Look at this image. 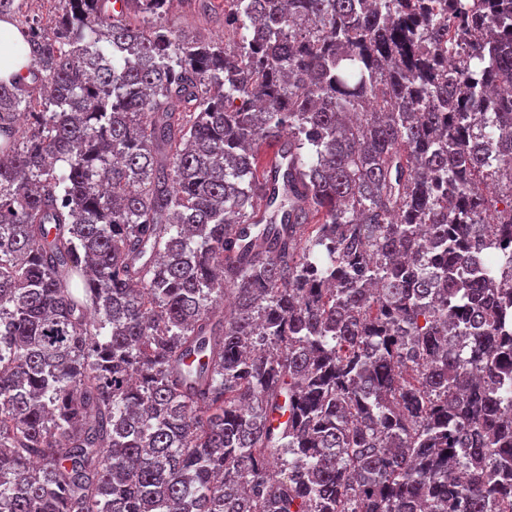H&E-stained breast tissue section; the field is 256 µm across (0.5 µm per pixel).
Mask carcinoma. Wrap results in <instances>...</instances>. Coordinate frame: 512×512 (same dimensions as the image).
Returning a JSON list of instances; mask_svg holds the SVG:
<instances>
[{"instance_id":"1","label":"carcinoma","mask_w":512,"mask_h":512,"mask_svg":"<svg viewBox=\"0 0 512 512\" xmlns=\"http://www.w3.org/2000/svg\"><path fill=\"white\" fill-rule=\"evenodd\" d=\"M54 2L0 80V512H512V0ZM183 2L174 5L172 12L164 20L166 25L174 30L182 29L186 33L202 32L209 38L233 42V37L226 34L224 29V4L226 0H211L214 10L209 16L204 17L198 10L197 1Z\"/></svg>"}]
</instances>
